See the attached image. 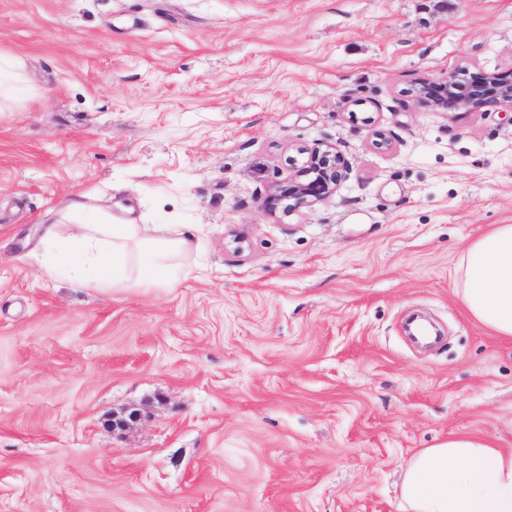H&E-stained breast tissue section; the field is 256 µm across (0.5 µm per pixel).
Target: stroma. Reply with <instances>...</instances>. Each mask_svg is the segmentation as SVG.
Returning <instances> with one entry per match:
<instances>
[{"mask_svg": "<svg viewBox=\"0 0 512 512\" xmlns=\"http://www.w3.org/2000/svg\"><path fill=\"white\" fill-rule=\"evenodd\" d=\"M0 53V512H400L417 449L512 448V340L455 278L512 224V108L408 94L511 71L512 0H0ZM328 144L335 194L269 212ZM84 192L203 272L47 276ZM21 63L12 55L0 54V99L11 100L19 91Z\"/></svg>", "mask_w": 512, "mask_h": 512, "instance_id": "1", "label": "stroma"}]
</instances>
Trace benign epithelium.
Instances as JSON below:
<instances>
[{"label":"benign epithelium","instance_id":"obj_1","mask_svg":"<svg viewBox=\"0 0 512 512\" xmlns=\"http://www.w3.org/2000/svg\"><path fill=\"white\" fill-rule=\"evenodd\" d=\"M420 105L439 112L482 111L509 104L512 106V72L456 71L443 80L424 76L410 90ZM344 162L332 146L313 153L296 171L286 186H277L269 193L265 208L274 212L283 208L289 214L301 207L312 206L336 192Z\"/></svg>","mask_w":512,"mask_h":512}]
</instances>
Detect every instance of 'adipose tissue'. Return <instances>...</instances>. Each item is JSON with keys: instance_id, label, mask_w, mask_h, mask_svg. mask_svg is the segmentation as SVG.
I'll list each match as a JSON object with an SVG mask.
<instances>
[{"instance_id": "1", "label": "adipose tissue", "mask_w": 512, "mask_h": 512, "mask_svg": "<svg viewBox=\"0 0 512 512\" xmlns=\"http://www.w3.org/2000/svg\"><path fill=\"white\" fill-rule=\"evenodd\" d=\"M44 271L78 285L137 288L189 265L196 250L175 224L117 220L85 194L51 210ZM458 298L493 335L512 339V224L471 242L457 268ZM401 512H512V448L454 434L414 453L403 467Z\"/></svg>"}]
</instances>
